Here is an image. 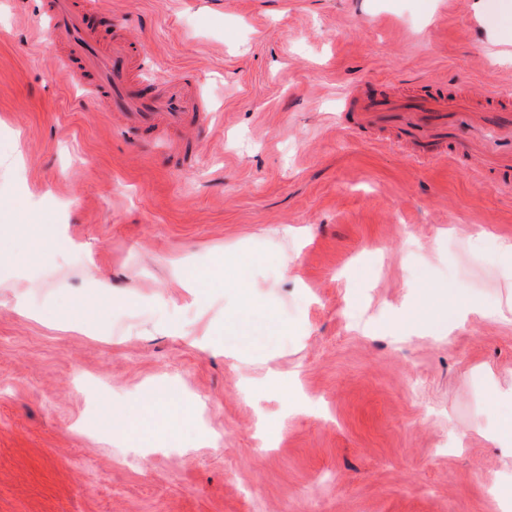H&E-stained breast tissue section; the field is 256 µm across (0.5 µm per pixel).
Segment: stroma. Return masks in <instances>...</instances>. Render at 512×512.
<instances>
[{
  "instance_id": "1",
  "label": "stroma",
  "mask_w": 512,
  "mask_h": 512,
  "mask_svg": "<svg viewBox=\"0 0 512 512\" xmlns=\"http://www.w3.org/2000/svg\"><path fill=\"white\" fill-rule=\"evenodd\" d=\"M149 93L212 112L178 154L84 96L46 0H0V512H504L512 460L476 370L512 384V191L425 167L369 98L512 111V44L475 0H102ZM60 228L72 248L50 232ZM227 284L180 288L172 268ZM111 286L110 296L97 281ZM181 406L107 424L135 397ZM512 314V292L507 293L504 300L494 307L485 308L478 304H474L461 312L460 318L465 320L469 315H479L483 318L490 319H509ZM487 442L512 459V418L494 420L485 430Z\"/></svg>"
}]
</instances>
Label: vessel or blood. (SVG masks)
I'll list each match as a JSON object with an SVG mask.
<instances>
[{
  "mask_svg": "<svg viewBox=\"0 0 512 512\" xmlns=\"http://www.w3.org/2000/svg\"><path fill=\"white\" fill-rule=\"evenodd\" d=\"M48 27L67 45L73 60L91 70L96 83L89 95L112 111L121 113L135 128L153 136L171 135L177 147H196L197 140L187 122L189 114L207 120L200 98L190 95L186 85L174 84L153 99L138 97L134 68L139 46L128 38L113 40L99 49L76 0H48ZM366 126H393L402 130L415 147L414 158L422 165H435L456 155L482 182L512 186V165L494 163L502 142L512 143V113L484 116L461 109L459 103L424 93L417 97L367 103L361 114Z\"/></svg>",
  "mask_w": 512,
  "mask_h": 512,
  "instance_id": "obj_1",
  "label": "vessel or blood"
}]
</instances>
